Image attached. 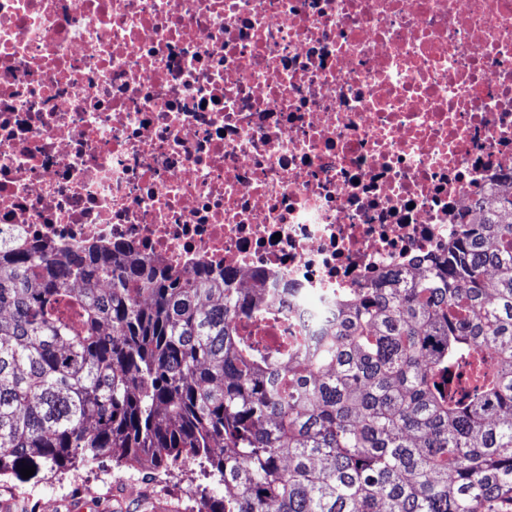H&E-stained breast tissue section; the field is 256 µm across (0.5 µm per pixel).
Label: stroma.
<instances>
[{
  "mask_svg": "<svg viewBox=\"0 0 512 512\" xmlns=\"http://www.w3.org/2000/svg\"><path fill=\"white\" fill-rule=\"evenodd\" d=\"M204 488L216 485L196 465L149 475L108 460L78 464L35 484L1 476L0 503H9V512H71L84 500L90 503L87 512H186Z\"/></svg>",
  "mask_w": 512,
  "mask_h": 512,
  "instance_id": "1",
  "label": "stroma"
}]
</instances>
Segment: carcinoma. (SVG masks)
<instances>
[{
	"mask_svg": "<svg viewBox=\"0 0 512 512\" xmlns=\"http://www.w3.org/2000/svg\"><path fill=\"white\" fill-rule=\"evenodd\" d=\"M277 321L206 267L0 239V476L190 458L224 487L191 512H512V217L314 343Z\"/></svg>",
	"mask_w": 512,
	"mask_h": 512,
	"instance_id": "obj_1",
	"label": "carcinoma"
}]
</instances>
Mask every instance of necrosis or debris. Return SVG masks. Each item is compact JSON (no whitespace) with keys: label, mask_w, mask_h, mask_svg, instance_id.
Listing matches in <instances>:
<instances>
[{"label":"necrosis or debris","mask_w":512,"mask_h":512,"mask_svg":"<svg viewBox=\"0 0 512 512\" xmlns=\"http://www.w3.org/2000/svg\"><path fill=\"white\" fill-rule=\"evenodd\" d=\"M512 183V0H0V235L223 270L306 331Z\"/></svg>","instance_id":"4bbe7bcc"}]
</instances>
